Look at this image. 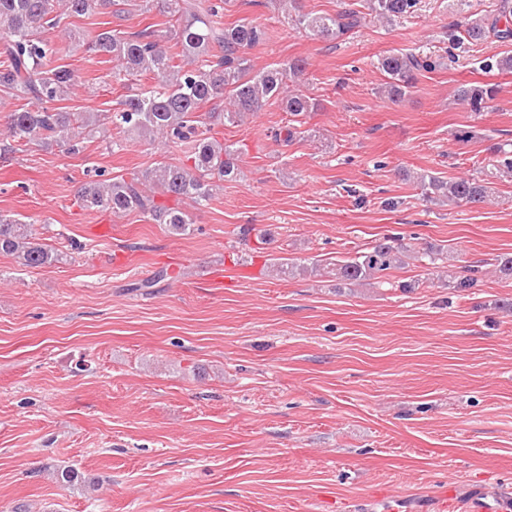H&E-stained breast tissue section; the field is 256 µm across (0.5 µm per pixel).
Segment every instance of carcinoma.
<instances>
[{"instance_id":"obj_1","label":"carcinoma","mask_w":512,"mask_h":512,"mask_svg":"<svg viewBox=\"0 0 512 512\" xmlns=\"http://www.w3.org/2000/svg\"><path fill=\"white\" fill-rule=\"evenodd\" d=\"M283 18L313 36L336 40L357 22V13L341 10L334 15H315L300 10V0H278ZM225 0H0V90L17 101H26L10 114L9 137L15 142L56 143L67 154H77L95 133L111 125L121 133L139 138L160 135L173 144H186V163H158L130 180L96 179L85 182L78 193L83 208L113 215L138 210L181 235L190 224L179 204L208 201L217 183L238 171V153L209 135L203 105L224 101V122L235 124L258 112L273 99L292 117L285 133L275 139L292 142L298 125L317 108L315 99L289 84L301 79L305 62L288 58L256 70L249 50L261 44L265 28L254 20L241 19L225 25L218 21ZM418 0H365L369 14L392 22L415 12ZM104 9L118 19L132 11L153 10L170 18L164 34L126 33L103 29L93 35L72 28L66 19L83 17ZM61 29L88 51L109 57L115 63L113 76L127 83L129 94L110 112H68L58 103L70 97L74 72L64 65H51L53 44L46 32ZM452 44L477 43L490 37L512 42V0H499L493 14H472L449 25ZM172 41L179 52L172 54L165 43ZM436 68V63L417 53L392 52L382 56L378 69L384 77L379 94L392 102L404 99L415 86L417 75ZM489 72L512 73V53L504 51L484 61ZM151 74L156 84L138 87L141 77ZM498 85L464 84L456 90L457 101L473 112H482L496 98ZM493 163L483 179H445L432 173L404 172L430 201L461 206L485 202L496 180L512 179V150L498 144L491 148ZM173 198L178 205L155 201V193ZM0 253L11 254L26 267L53 261V254L35 242L28 225L0 213ZM419 259L406 246L388 240L336 264V280L345 285H368L388 271Z\"/></svg>"}]
</instances>
